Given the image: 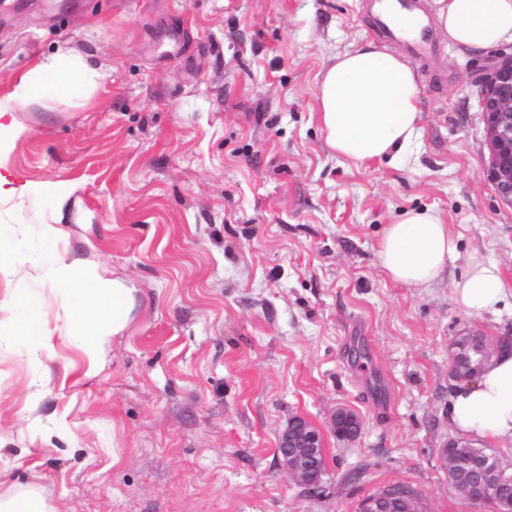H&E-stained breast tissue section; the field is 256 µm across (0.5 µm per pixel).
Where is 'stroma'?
Instances as JSON below:
<instances>
[{"label":"stroma","instance_id":"stroma-1","mask_svg":"<svg viewBox=\"0 0 512 512\" xmlns=\"http://www.w3.org/2000/svg\"><path fill=\"white\" fill-rule=\"evenodd\" d=\"M365 0H0V99L60 51L72 77L18 112L8 155L29 184L0 205L42 251L51 193L69 194L56 251L132 288L134 307L94 376L60 344L49 364L0 339V481L55 512H357L409 488L418 512H490L449 480L442 450L452 344L512 336V295L475 315L454 288L476 264L512 285V207L488 159L476 77L497 49L437 37L414 63L422 132L396 162L364 167L326 146L319 75L384 43ZM432 208L458 239L442 280H389L384 224ZM361 347L363 366L350 351ZM53 370L37 408L28 384ZM361 420L352 441L337 410ZM325 436L306 491L276 456L295 417Z\"/></svg>","mask_w":512,"mask_h":512}]
</instances>
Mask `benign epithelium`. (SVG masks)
<instances>
[{"label":"benign epithelium","mask_w":512,"mask_h":512,"mask_svg":"<svg viewBox=\"0 0 512 512\" xmlns=\"http://www.w3.org/2000/svg\"><path fill=\"white\" fill-rule=\"evenodd\" d=\"M477 103L485 124L488 163L483 176L493 184L500 200L512 206V53H501L483 70L477 82ZM461 348L453 345L448 378L454 382L471 381L476 374L462 375L457 369ZM334 430L344 439L358 436L361 425L352 413L336 412ZM322 432L310 422L297 418L288 423L277 441V455L281 464L306 490H315L321 483L324 467L318 463L323 454ZM448 469L466 466L487 474L488 485L480 494L464 487L462 492L475 504H490L495 512H512V500L501 498L499 489L512 485V461L495 453L458 459L448 450L442 451ZM394 500L372 496L363 505V512H390Z\"/></svg>","instance_id":"1"}]
</instances>
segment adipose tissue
Wrapping results in <instances>:
<instances>
[{
	"instance_id": "adipose-tissue-1",
	"label": "adipose tissue",
	"mask_w": 512,
	"mask_h": 512,
	"mask_svg": "<svg viewBox=\"0 0 512 512\" xmlns=\"http://www.w3.org/2000/svg\"><path fill=\"white\" fill-rule=\"evenodd\" d=\"M440 32L465 50L512 43V0H436ZM101 76V67L78 54L63 53L38 64L24 76L17 94L25 102L41 97L46 87L69 92L74 73ZM319 120L328 147L337 156L361 165L403 154L420 134L418 85L412 67L401 57L367 44L333 57L318 84ZM26 129L14 110L0 107V202L22 198L27 184L4 162ZM457 243L440 212L408 209L383 227L377 256L385 275L408 288L435 283L456 254ZM35 273L62 296L64 339L96 375L110 340L129 322L131 289L107 278L98 267L66 260L56 252L33 259L18 279ZM505 294L496 267L475 265L457 283L455 298L467 311L495 310ZM13 316L6 335L26 346L32 357H53V315L44 299L23 288L0 294V308ZM448 420L463 438L512 444V354L495 355L470 382L457 384L448 398Z\"/></svg>"
}]
</instances>
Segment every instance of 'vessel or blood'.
I'll list each match as a JSON object with an SVG mask.
<instances>
[{
	"label": "vessel or blood",
	"instance_id": "1",
	"mask_svg": "<svg viewBox=\"0 0 512 512\" xmlns=\"http://www.w3.org/2000/svg\"><path fill=\"white\" fill-rule=\"evenodd\" d=\"M375 30L389 42L402 44L412 59L425 58L435 46L421 0H369Z\"/></svg>",
	"mask_w": 512,
	"mask_h": 512
}]
</instances>
